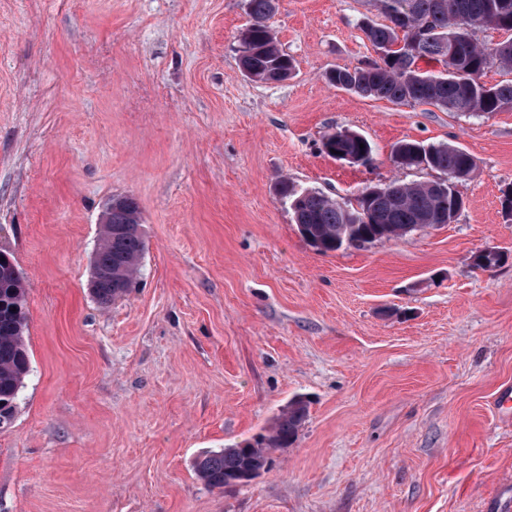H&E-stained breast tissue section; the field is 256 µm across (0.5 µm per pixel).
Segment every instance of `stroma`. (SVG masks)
<instances>
[{"mask_svg": "<svg viewBox=\"0 0 512 512\" xmlns=\"http://www.w3.org/2000/svg\"><path fill=\"white\" fill-rule=\"evenodd\" d=\"M374 0H278L295 62L239 67L246 0H0V251L26 292L30 373L0 429V512H512V109L372 100L325 73L375 53ZM336 130L364 166L322 149ZM467 150L451 224L321 253L276 185L341 200L400 178L401 140ZM134 198L128 294L89 289L100 219ZM488 247L491 270L472 257ZM292 447L230 491L195 473L295 397ZM340 135V139L336 141V138L327 140L329 134H327L322 140V147L324 152L330 157L336 158L331 152V149L341 152L344 151L348 154L356 157L357 164L369 165L373 160V149L370 142L360 133L352 130H340L337 131ZM360 143L364 144V148H360Z\"/></svg>", "mask_w": 512, "mask_h": 512, "instance_id": "1", "label": "stroma"}]
</instances>
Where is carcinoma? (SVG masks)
Returning a JSON list of instances; mask_svg holds the SVG:
<instances>
[{
	"instance_id": "cac0c4a2",
	"label": "carcinoma",
	"mask_w": 512,
	"mask_h": 512,
	"mask_svg": "<svg viewBox=\"0 0 512 512\" xmlns=\"http://www.w3.org/2000/svg\"><path fill=\"white\" fill-rule=\"evenodd\" d=\"M385 23L366 21L361 30L366 39L384 55L365 64L335 68L325 75L328 84L362 97L395 104L431 105L445 112L471 115L491 114L512 108V80L495 85L481 81L485 59L497 58L498 66L512 70V0H376ZM277 8L276 0H247L251 23L242 32L251 50L240 49L243 74L255 75L264 83L287 79L294 61L284 53L267 24ZM492 27L507 34L499 42L478 39L464 42L472 29ZM458 40L455 56L448 57V44ZM414 44L417 57L436 62L450 73L419 72L406 66L393 46ZM340 139H324L327 155L344 151L357 163L373 160L370 142L352 130L339 131ZM401 157L402 169H430L446 176L443 181L381 184V191L362 193L357 204L340 202L312 189L296 191L288 179L280 181V200L289 206L300 235L322 252L345 246L364 245L406 235L423 224H450L463 209L456 183L472 178L476 161L464 149L448 145H426L402 140L391 158ZM137 202L120 198L112 212V225L140 223ZM145 250L142 234L115 235L103 229L102 241L93 266L102 273L95 299L109 305L125 295L134 283ZM12 261L0 252V420L15 413L16 401L30 371L25 342L27 317L25 289L10 273ZM308 415L307 401L296 397L276 416L269 428L253 439L209 451L195 462L197 476L212 489H232L234 480L249 470L273 464V454L294 444Z\"/></svg>"
}]
</instances>
